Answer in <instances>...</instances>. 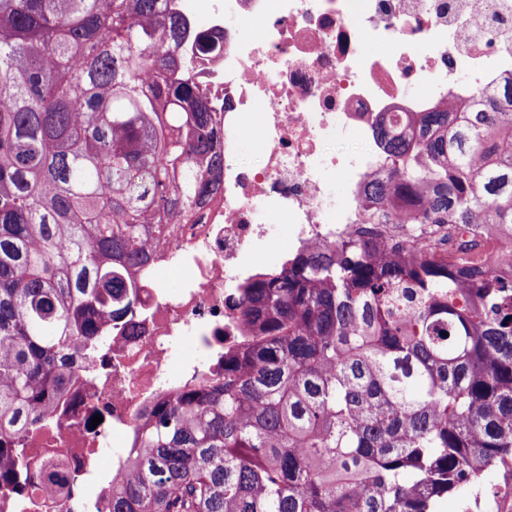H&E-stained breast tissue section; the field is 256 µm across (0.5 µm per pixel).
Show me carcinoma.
<instances>
[{"label": "carcinoma", "instance_id": "cac0c4a2", "mask_svg": "<svg viewBox=\"0 0 512 512\" xmlns=\"http://www.w3.org/2000/svg\"><path fill=\"white\" fill-rule=\"evenodd\" d=\"M162 0H0V489L130 307L148 245L218 194L208 95ZM379 224L512 228V79L378 131ZM224 374L139 418L93 512H434L512 478V279L349 235L240 283Z\"/></svg>", "mask_w": 512, "mask_h": 512}]
</instances>
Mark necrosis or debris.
I'll return each instance as SVG.
<instances>
[{"mask_svg":"<svg viewBox=\"0 0 512 512\" xmlns=\"http://www.w3.org/2000/svg\"><path fill=\"white\" fill-rule=\"evenodd\" d=\"M184 22L180 44L194 59L220 123L224 157L218 200L201 201L194 221L176 228L138 278L128 312L112 323L109 356L90 358L50 423L29 435L33 467L0 512H88L87 490L119 475L134 420L156 395L224 371V348L240 334L228 304L252 276L271 239L315 250L366 232V183L390 160L378 126L404 127L411 113L470 101L512 77V0H168ZM215 43L200 47V35ZM377 54H367V47ZM468 80H460V71ZM251 127L262 161L239 164L241 131ZM357 152L327 151L342 132ZM349 199L335 203L336 180ZM447 237L450 256L501 277L512 230L423 225ZM180 286L163 288L160 273ZM192 341L194 359L171 370L176 349ZM101 416L92 425L93 416ZM60 463L68 484L52 488L44 461Z\"/></svg>","mask_w":512,"mask_h":512,"instance_id":"4bbe7bcc","label":"necrosis or debris"}]
</instances>
